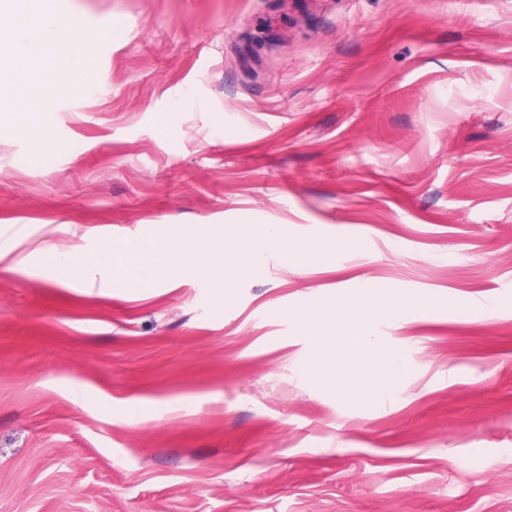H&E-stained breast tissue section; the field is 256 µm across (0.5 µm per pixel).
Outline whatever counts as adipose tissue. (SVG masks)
Masks as SVG:
<instances>
[{
	"label": "adipose tissue",
	"instance_id": "adipose-tissue-1",
	"mask_svg": "<svg viewBox=\"0 0 512 512\" xmlns=\"http://www.w3.org/2000/svg\"><path fill=\"white\" fill-rule=\"evenodd\" d=\"M7 41L13 50L7 61H0V104L6 111L22 115L52 107L51 97L43 92L41 77L27 74L29 66L38 63L51 44L63 41L69 48L68 63L52 71V83L56 88L68 91L74 89L77 80L87 81L93 77L91 42L78 29L61 35L56 14L43 12L32 21L24 17L15 19ZM230 235L239 249L237 269L242 274L260 275L271 257L277 258L283 266L294 265L299 254L297 246L275 224L259 229L240 226L233 228ZM35 257L51 260L75 274L80 271L81 263L76 257L57 252L46 242L32 245L27 235L20 231L12 235L6 244L0 245V265L6 268L27 265ZM223 269L224 261L220 258L210 262L195 261L183 241L157 245L150 266L153 278L168 282L176 281L188 270L211 275ZM428 304V299L408 298L395 292L389 293L387 300L382 302L373 300L366 293H341L323 310H294L289 317L294 340L305 343L310 349L307 369L316 375L322 372L325 361L352 364L381 349L382 340L377 332L381 315L408 322L414 320ZM372 369L387 376V383H370L346 373L330 378L328 386L342 401L355 393L365 402L381 401L389 397L392 381L401 378L408 365L402 350L393 348L387 350L384 359L373 364Z\"/></svg>",
	"mask_w": 512,
	"mask_h": 512
}]
</instances>
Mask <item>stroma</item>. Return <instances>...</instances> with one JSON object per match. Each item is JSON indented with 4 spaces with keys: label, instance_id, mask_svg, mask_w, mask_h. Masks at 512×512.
Returning <instances> with one entry per match:
<instances>
[{
    "label": "stroma",
    "instance_id": "obj_1",
    "mask_svg": "<svg viewBox=\"0 0 512 512\" xmlns=\"http://www.w3.org/2000/svg\"><path fill=\"white\" fill-rule=\"evenodd\" d=\"M55 9L94 77L0 118V242L86 267L0 269V512H512V0ZM265 224L324 251L227 287L113 269ZM389 287L435 300L378 324L410 370L338 402L288 313ZM28 235L22 231L12 235L6 244L0 246V265L8 269L19 268L28 265L33 257L42 260L49 259L56 265L70 270L74 276L80 272L81 262L68 253L57 252L48 242H42L36 248L31 249L32 243Z\"/></svg>",
    "mask_w": 512,
    "mask_h": 512
}]
</instances>
